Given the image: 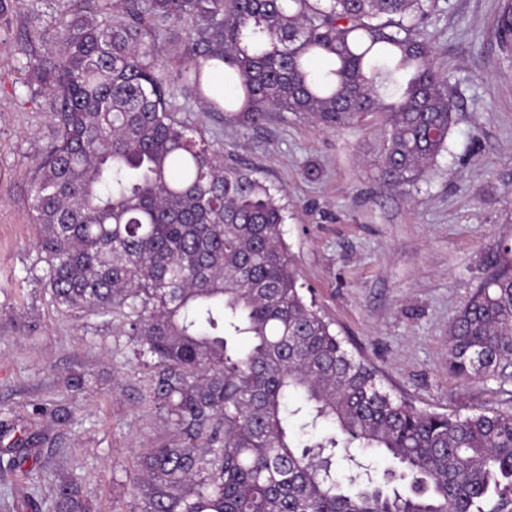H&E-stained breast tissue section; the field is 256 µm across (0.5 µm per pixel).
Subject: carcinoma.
<instances>
[{
  "mask_svg": "<svg viewBox=\"0 0 512 512\" xmlns=\"http://www.w3.org/2000/svg\"><path fill=\"white\" fill-rule=\"evenodd\" d=\"M100 2L63 6L59 54L28 62L55 126L28 188L29 278L62 314L121 316L149 361L176 440L139 456L148 486L132 512H508L512 413L421 410L385 390L307 302L277 190L171 112L176 83L245 127L380 113V171L414 182L454 122L421 27L437 0ZM496 33L511 51V5ZM448 371L512 381V239L449 329ZM45 482L31 474L0 512ZM50 487L48 512H88L73 480Z\"/></svg>",
  "mask_w": 512,
  "mask_h": 512,
  "instance_id": "obj_1",
  "label": "carcinoma"
}]
</instances>
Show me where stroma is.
Listing matches in <instances>:
<instances>
[{
	"label": "stroma",
	"instance_id": "35a3bbf8",
	"mask_svg": "<svg viewBox=\"0 0 512 512\" xmlns=\"http://www.w3.org/2000/svg\"><path fill=\"white\" fill-rule=\"evenodd\" d=\"M505 0H438L424 29L449 78L456 121L448 151L418 181L378 169L382 119L338 130L293 113L243 127L175 97L226 156L288 200L285 240L313 300L389 392L420 409L512 412V382H463L448 372V329L483 277L499 238L512 235V52L495 28ZM61 0H20L0 24V494L47 464L78 483L89 512H130L145 476L139 455L173 426L149 398V368L119 319L57 313L25 278L37 258L27 189L54 133L26 64L57 55ZM84 392L63 397L67 376ZM62 402L69 413L42 415Z\"/></svg>",
	"mask_w": 512,
	"mask_h": 512
}]
</instances>
